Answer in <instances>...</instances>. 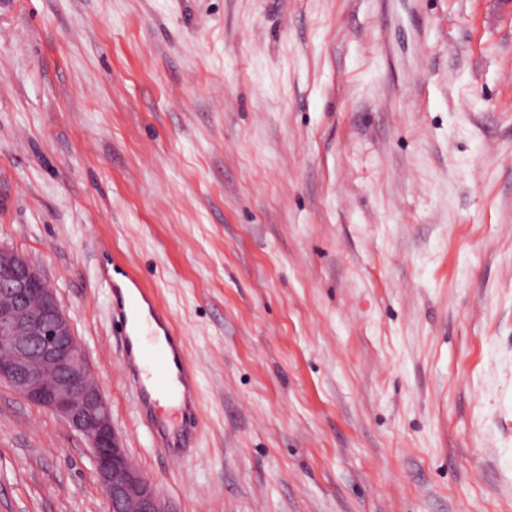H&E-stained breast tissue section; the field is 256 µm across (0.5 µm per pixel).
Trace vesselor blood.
<instances>
[{"mask_svg":"<svg viewBox=\"0 0 512 512\" xmlns=\"http://www.w3.org/2000/svg\"><path fill=\"white\" fill-rule=\"evenodd\" d=\"M97 275L108 287L112 325L122 336L120 365L138 422L158 455L186 460L200 432V403L197 369L186 357L184 338L133 267L105 252ZM164 396L176 401L178 422L159 414Z\"/></svg>","mask_w":512,"mask_h":512,"instance_id":"1","label":"vessel or blood"}]
</instances>
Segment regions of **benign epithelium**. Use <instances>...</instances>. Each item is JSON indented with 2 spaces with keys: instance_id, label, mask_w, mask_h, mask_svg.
<instances>
[{
  "instance_id": "benign-epithelium-1",
  "label": "benign epithelium",
  "mask_w": 512,
  "mask_h": 512,
  "mask_svg": "<svg viewBox=\"0 0 512 512\" xmlns=\"http://www.w3.org/2000/svg\"><path fill=\"white\" fill-rule=\"evenodd\" d=\"M0 383L63 419L89 442L108 512H170L128 460L109 404L43 271L0 247Z\"/></svg>"
}]
</instances>
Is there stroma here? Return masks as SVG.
I'll return each instance as SVG.
<instances>
[{
  "mask_svg": "<svg viewBox=\"0 0 512 512\" xmlns=\"http://www.w3.org/2000/svg\"><path fill=\"white\" fill-rule=\"evenodd\" d=\"M199 369L154 454L99 244ZM171 512H512V0H0V246ZM0 384V512H106Z\"/></svg>",
  "mask_w": 512,
  "mask_h": 512,
  "instance_id": "stroma-1",
  "label": "stroma"
}]
</instances>
